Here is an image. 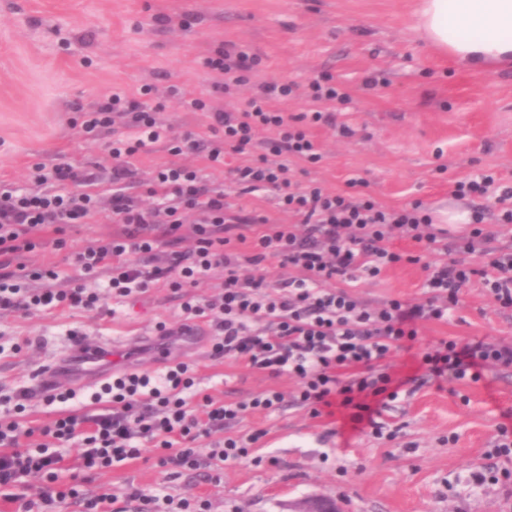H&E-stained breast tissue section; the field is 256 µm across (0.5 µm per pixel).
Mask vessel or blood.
I'll return each instance as SVG.
<instances>
[{"label": "vessel or blood", "mask_w": 512, "mask_h": 512, "mask_svg": "<svg viewBox=\"0 0 512 512\" xmlns=\"http://www.w3.org/2000/svg\"><path fill=\"white\" fill-rule=\"evenodd\" d=\"M149 342L150 351L146 363L157 366L164 364L173 353L203 350L208 339L201 336L198 327L194 326L178 336L150 337ZM137 344L134 338L119 343L102 336L76 339L66 356L38 371L36 391L45 396L63 381L87 386L105 380L115 369L127 367L136 359Z\"/></svg>", "instance_id": "vessel-or-blood-1"}]
</instances>
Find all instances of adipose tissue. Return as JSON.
<instances>
[{"label":"adipose tissue","instance_id":"obj_1","mask_svg":"<svg viewBox=\"0 0 512 512\" xmlns=\"http://www.w3.org/2000/svg\"><path fill=\"white\" fill-rule=\"evenodd\" d=\"M419 21L434 48L473 70L512 65V0H421Z\"/></svg>","mask_w":512,"mask_h":512}]
</instances>
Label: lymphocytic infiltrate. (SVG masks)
Here are the masks:
<instances>
[{
    "instance_id": "obj_1",
    "label": "lymphocytic infiltrate",
    "mask_w": 512,
    "mask_h": 512,
    "mask_svg": "<svg viewBox=\"0 0 512 512\" xmlns=\"http://www.w3.org/2000/svg\"><path fill=\"white\" fill-rule=\"evenodd\" d=\"M256 62V56L234 44L206 57L204 65L214 77L213 95L231 93L243 71ZM151 91V86H142L138 100L112 93L71 122L85 138L96 137L119 119L129 129L108 152L112 196L104 215L119 230L76 251L75 265L85 276L105 277L107 288L119 299L158 285L191 289L212 269L223 268L224 292L218 301L202 304L190 296L182 304L187 321H210L217 334L213 356L246 362L273 378L292 377L298 383L299 402L314 416L339 415L355 429L380 434L382 409L417 384L392 372L388 356L416 340L421 322L447 321L461 291L478 273L473 254L478 246L493 242V231L484 224L470 228L448 259L424 262L425 302L391 299L365 306L342 284L353 281L355 271L375 277L402 261V254L386 247L392 230L429 250L442 246L446 232L434 227L420 204L385 207L294 179L289 158L321 161L309 129L333 123V115L322 105L342 99V92L313 83L312 107L297 116L276 107L293 93L286 83L265 84L241 110H214L206 100L195 98L189 108L208 116L202 135L178 133L159 122L156 107L145 100ZM260 128L272 131V138L257 142ZM204 141L211 168L225 169L239 193L273 192L279 206L293 215V223L230 213L222 187L207 184L197 170L182 166L153 172L146 192L155 198L154 207H144L138 197L126 193L123 182L130 164L148 147L162 142L179 155L197 150ZM228 152L243 156V163L225 167ZM29 179L27 189L0 180V311L29 314L64 305L95 309L96 293L77 282L55 287L58 274L52 269L42 274L44 287L27 288L30 273L24 261L46 234H53L55 248H63L67 226L86 223L99 213L92 177L62 162L34 165ZM187 223L195 248L162 253V246L178 240ZM269 257L278 259L282 268L304 271V278L285 276L273 284L258 271L241 275L242 264L258 267ZM418 366L437 379L476 382L482 368L512 369V346L482 340L461 346L443 339L422 355ZM95 398L103 403L98 412L62 410L48 423L24 429L17 416L25 411L28 395L15 396L12 414L0 417L1 499L18 504L20 512H50L71 500L81 501L84 512H109L111 497H85L82 487L90 474L140 458V441L152 443L158 466L195 469L200 438L250 412H275L284 401L276 390L236 403L199 397L194 373L184 361L159 376L147 370L117 372ZM74 442L81 449V463L69 470L62 449ZM34 475L41 476L43 485L31 496L27 480Z\"/></svg>"
}]
</instances>
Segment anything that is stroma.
Here are the masks:
<instances>
[{"label":"stroma","instance_id":"35a3bbf8","mask_svg":"<svg viewBox=\"0 0 512 512\" xmlns=\"http://www.w3.org/2000/svg\"><path fill=\"white\" fill-rule=\"evenodd\" d=\"M420 0H0V178L24 189L33 165L66 161L103 181L111 177L108 149L126 134L116 121L85 140L70 127L75 107L91 108L113 91L137 95L155 89L158 117L176 130L204 132L206 113L191 98L215 107L244 108L264 84L288 82L297 95L283 102L288 114L307 111L311 82L330 80L348 100L332 104L335 127H312L323 158L289 160L300 184L319 182L330 192L365 194L387 207L421 202L430 217L459 207L483 211L494 246L512 252V224L496 220L494 196L459 197L457 181L481 174L512 186V66L474 71L439 54L418 30ZM183 15L184 27L159 22ZM227 43L246 45L260 60L244 72L232 97L211 95L203 62ZM179 162L224 185L223 171L203 154L169 153L159 143L133 162L129 194L160 166ZM100 218L74 224L68 244L36 248L30 267L55 268L61 281L82 279L72 254L111 235ZM405 262L371 277L359 274L351 291L362 303L389 299L419 303L424 273L408 258L420 246L401 234L389 241ZM181 292L154 287L122 301L104 296L97 310L54 309L0 314V413L8 399L30 390L31 374L71 344L73 333L130 338L155 335L164 322L183 323ZM512 344V311L500 310L481 279L466 288L448 321L421 324L412 347L394 351L389 364L402 376L417 373L420 356L439 340ZM201 393L223 402L246 401L275 389L280 410L247 414L202 439L200 466L174 472L157 466L151 449L141 458L99 471L86 496L108 494L112 512H181L182 502L204 512H290L309 495L342 500L345 512H512V484L477 481L475 472L512 471V457L491 453L499 426H512V370L484 369L479 382L427 380L383 411L380 435L350 430L338 418L313 416L295 398L288 377L273 379L243 362L186 355ZM261 432L247 458L211 456L227 436Z\"/></svg>","mask_w":512,"mask_h":512}]
</instances>
